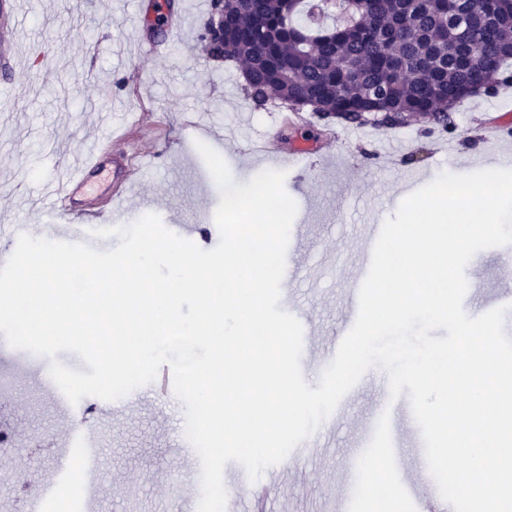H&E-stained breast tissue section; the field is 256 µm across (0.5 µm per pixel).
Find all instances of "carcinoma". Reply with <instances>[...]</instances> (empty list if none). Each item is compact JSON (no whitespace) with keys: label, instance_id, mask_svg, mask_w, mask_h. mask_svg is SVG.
<instances>
[{"label":"carcinoma","instance_id":"1","mask_svg":"<svg viewBox=\"0 0 512 512\" xmlns=\"http://www.w3.org/2000/svg\"><path fill=\"white\" fill-rule=\"evenodd\" d=\"M224 0V35L200 34L213 59L247 64L256 108L348 125L430 130L453 126L452 107L477 85L508 83L512 0Z\"/></svg>","mask_w":512,"mask_h":512}]
</instances>
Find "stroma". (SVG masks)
Listing matches in <instances>:
<instances>
[{
  "mask_svg": "<svg viewBox=\"0 0 512 512\" xmlns=\"http://www.w3.org/2000/svg\"><path fill=\"white\" fill-rule=\"evenodd\" d=\"M139 0H40L25 13L19 67L0 72L21 98L18 107L0 113V227L27 224L35 237L54 239L47 184L66 167L88 157L93 140L110 126H128L134 147L153 159L132 195L111 204L117 175L112 166L90 171L80 198L85 207H111L112 221L129 225L158 215L174 233L197 218L213 221L219 189L186 125L198 117L213 128L234 129L220 141L233 180L248 183L271 164L247 150L266 134L282 138L284 151L295 143H313L319 151L310 165L281 164L284 186L297 204L289 244L293 271L281 283L279 307L304 314L301 372L317 387L322 356L348 319V296L364 247L367 224L393 216L409 194L441 173L470 174L512 163V132L485 142L482 124L489 98L476 94L453 110L454 127L427 132L411 122L397 128L353 127L311 119L274 124L278 101L257 109L247 99L242 66L208 59L198 39L210 0H158L162 14L183 23L172 50L157 58L140 51L154 34L137 13ZM467 140L457 152L436 151L439 143ZM463 309L481 315L485 302L512 289V244L478 252L466 270ZM48 358L16 348L0 351V427L14 433L11 456L25 461L27 477L0 467V512H21L27 480L53 479L73 427L70 412L58 400L48 374ZM386 392L361 377L302 452L265 470L275 484L269 512H364V498L348 495L350 464L364 452L367 435L386 400ZM396 467L390 481L413 482L419 497L437 494L428 475L425 449L416 421L396 413ZM86 425L98 448L86 512H187L201 497V463L184 456L185 407L166 404L137 388L116 407L97 410Z\"/></svg>",
  "mask_w": 512,
  "mask_h": 512,
  "instance_id": "stroma-1",
  "label": "stroma"
}]
</instances>
